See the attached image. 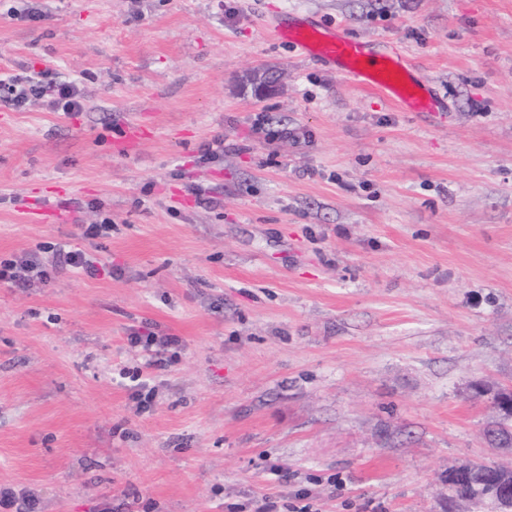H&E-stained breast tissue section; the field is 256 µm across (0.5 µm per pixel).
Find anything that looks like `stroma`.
Wrapping results in <instances>:
<instances>
[{"label": "stroma", "mask_w": 512, "mask_h": 512, "mask_svg": "<svg viewBox=\"0 0 512 512\" xmlns=\"http://www.w3.org/2000/svg\"><path fill=\"white\" fill-rule=\"evenodd\" d=\"M286 13L399 43L446 110L269 38ZM1 72L83 107L0 97V255L50 274L0 284V486L35 512H476L449 470L512 463L471 389L512 386V0H0ZM62 197L70 223L25 222ZM145 325L180 340L163 367ZM0 86H8L11 97L9 102L16 107L23 106L29 99L49 94L64 112H78L82 109L81 97L77 87L71 82L50 81L43 83L37 78L29 77L23 82L10 79L8 83L0 80ZM150 131L140 124L139 122H133L126 126L125 135L122 140L118 141L114 146V151L118 154L129 153L136 144L146 136ZM61 262L74 269H81L88 274H96L99 269L96 266V259L81 249H72L60 254ZM129 339L133 346H139L149 354L148 366L157 365L158 362L161 363V359H153L151 352L158 354V349H165L177 345L179 342L175 336H159L148 327L132 331Z\"/></svg>", "instance_id": "obj_1"}]
</instances>
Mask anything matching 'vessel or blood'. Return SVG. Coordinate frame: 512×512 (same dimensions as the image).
<instances>
[{
	"label": "vessel or blood",
	"mask_w": 512,
	"mask_h": 512,
	"mask_svg": "<svg viewBox=\"0 0 512 512\" xmlns=\"http://www.w3.org/2000/svg\"><path fill=\"white\" fill-rule=\"evenodd\" d=\"M266 28L274 38L292 44L302 56L336 68L342 76L379 92L393 105L411 112L444 108L430 83L413 75V62L397 47L376 50L369 42L350 37L342 27L317 24L302 15L272 21ZM148 134L142 124H128L123 139L114 146L115 152L129 153ZM26 217L34 224H62L68 219V210L61 203L52 208L35 203L27 209Z\"/></svg>",
	"instance_id": "obj_1"
}]
</instances>
